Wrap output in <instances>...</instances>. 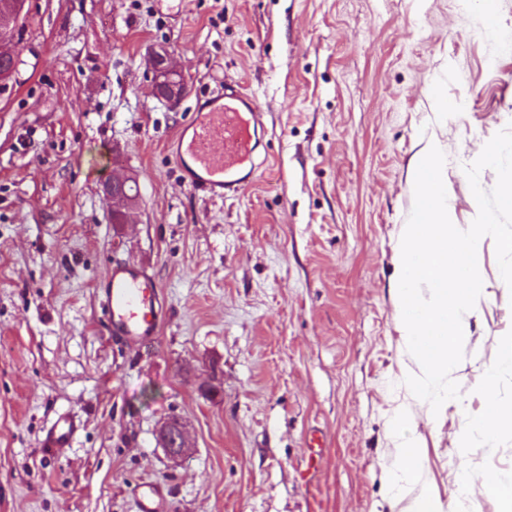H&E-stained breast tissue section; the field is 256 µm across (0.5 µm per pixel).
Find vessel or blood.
<instances>
[{"instance_id":"obj_1","label":"vessel or blood","mask_w":512,"mask_h":512,"mask_svg":"<svg viewBox=\"0 0 512 512\" xmlns=\"http://www.w3.org/2000/svg\"><path fill=\"white\" fill-rule=\"evenodd\" d=\"M262 127L254 96L230 84L223 93L197 98L191 120L169 139L167 147L184 184L215 198H235L253 181L246 166L254 161ZM96 288L111 335L134 347L157 341L164 303L160 289L143 270L125 264L110 266ZM79 430L76 417L59 414L46 430L43 445L69 446ZM133 498L136 512H167L160 487H135Z\"/></svg>"}]
</instances>
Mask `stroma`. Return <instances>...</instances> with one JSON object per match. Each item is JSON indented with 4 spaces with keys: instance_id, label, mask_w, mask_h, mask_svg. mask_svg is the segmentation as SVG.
<instances>
[{
    "instance_id": "1",
    "label": "stroma",
    "mask_w": 512,
    "mask_h": 512,
    "mask_svg": "<svg viewBox=\"0 0 512 512\" xmlns=\"http://www.w3.org/2000/svg\"><path fill=\"white\" fill-rule=\"evenodd\" d=\"M26 8L18 81L0 93V512H135L138 485L161 486L169 512H396L410 437L424 467L404 501L449 499L464 467L512 483V433L466 456L456 443L512 336L494 240L451 372L461 397L439 415L405 384L415 363L395 307L415 154L443 151L464 230L478 213L464 168L512 125V0H495L497 37L480 0ZM158 45L188 82L174 108L152 94ZM228 82L261 106L266 162L224 200L184 185L166 144ZM120 166L140 188L125 224L100 190ZM115 259L162 291L156 345L108 334L95 284ZM65 411L77 437L43 448ZM171 416L195 448L177 465L155 438Z\"/></svg>"
}]
</instances>
